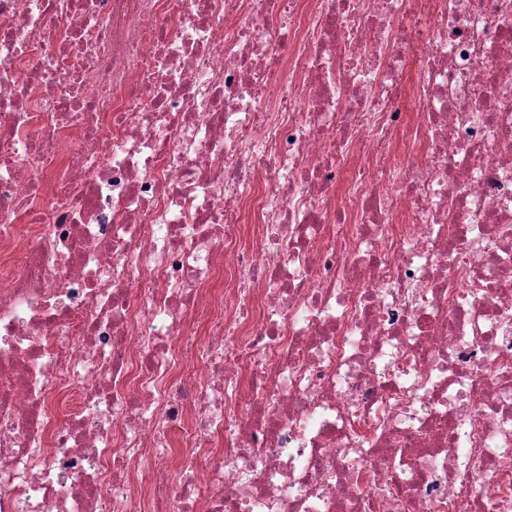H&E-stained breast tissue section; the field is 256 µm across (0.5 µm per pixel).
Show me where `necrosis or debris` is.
I'll return each instance as SVG.
<instances>
[{
	"mask_svg": "<svg viewBox=\"0 0 512 512\" xmlns=\"http://www.w3.org/2000/svg\"><path fill=\"white\" fill-rule=\"evenodd\" d=\"M0 512H512V0H0Z\"/></svg>",
	"mask_w": 512,
	"mask_h": 512,
	"instance_id": "necrosis-or-debris-1",
	"label": "necrosis or debris"
}]
</instances>
